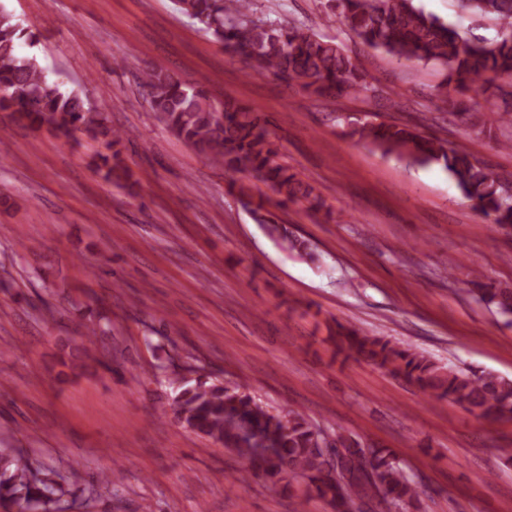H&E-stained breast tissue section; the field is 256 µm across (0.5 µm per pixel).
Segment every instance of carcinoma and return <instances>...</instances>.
<instances>
[{"label": "carcinoma", "mask_w": 512, "mask_h": 512, "mask_svg": "<svg viewBox=\"0 0 512 512\" xmlns=\"http://www.w3.org/2000/svg\"><path fill=\"white\" fill-rule=\"evenodd\" d=\"M348 30L370 49L398 59L441 65L448 85L465 94L486 91L490 76L512 77V0H458L461 12L491 16L501 27L492 44L472 39L460 27L424 12L414 0H327ZM179 10L196 20L213 40L239 56L255 74H271L298 84L318 97L360 96L370 91L366 75L335 42L303 23H266L251 17L253 0H176ZM15 16L0 6V112H8L35 130L81 132L102 143L95 171L106 180L127 182L129 169L116 146L122 133L107 112L86 93L68 90L49 77L36 57L21 53L33 41ZM141 86L158 120L188 147L228 174L252 177L270 188L282 207L301 203L313 214H336L323 197L282 161L271 139L269 120L232 99L214 102L200 81L187 82L162 70L142 73ZM350 135L384 155L417 165L438 164L455 180L462 195L488 223L512 227V198L503 194L500 176L465 151L450 149L418 125L358 121ZM230 188L248 198L254 220L283 248L305 260L318 259L311 243L288 233L265 201H254L249 188ZM474 273L480 298L512 313V288H489ZM336 354L364 361L411 382L424 396L447 399L479 417L512 419V380L486 372L467 374L438 365L409 345L372 335L356 326L336 324L330 331ZM173 411L187 429L236 453L271 477L306 485L334 512H348L357 500L377 501L380 512H411L428 494L403 461L387 448L365 446L351 434L312 423L301 411L275 413L224 383L207 384L182 376ZM69 481L50 482L30 458L14 448H0V502L16 512H62Z\"/></svg>", "instance_id": "obj_1"}]
</instances>
